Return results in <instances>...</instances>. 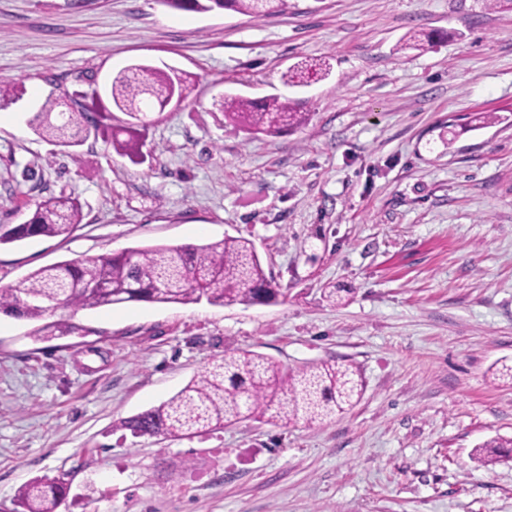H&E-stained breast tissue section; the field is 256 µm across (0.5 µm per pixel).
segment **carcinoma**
Instances as JSON below:
<instances>
[{"mask_svg": "<svg viewBox=\"0 0 512 512\" xmlns=\"http://www.w3.org/2000/svg\"><path fill=\"white\" fill-rule=\"evenodd\" d=\"M172 9L209 12L225 10L267 17L282 12L286 0H160ZM316 66H296L287 83L299 86L314 74ZM166 93L176 90L186 99L195 77L145 64L117 73L111 80L109 100L117 109L137 102L148 111L159 102L145 94L144 83ZM100 102H76L63 116L56 114L57 101L48 99L30 125L49 143L76 148L101 132L110 135L117 152L142 161L138 128L147 125L144 113L129 112L126 125L109 129L91 116ZM224 120L257 136L277 137L304 126L309 113L302 102L273 96L260 102L241 95L225 94L215 102ZM83 219L75 197L61 194L36 203L23 224H0V245L36 237H68ZM279 289L266 276L254 244L243 237L195 245H155L128 248L119 253L87 256L38 268L21 279L0 286V312L19 319L39 321L67 311L118 305L130 301L211 305L268 304ZM364 381L350 364L321 361L288 370L280 363L252 351H237L211 362L180 391L131 418L121 427L134 437H196L239 422L254 420L288 427L297 422L321 424L346 413L360 400ZM512 437H492L474 449L476 459L493 466L512 456ZM59 478H37L16 493L18 512H56L66 496Z\"/></svg>", "mask_w": 512, "mask_h": 512, "instance_id": "1", "label": "carcinoma"}]
</instances>
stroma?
Returning <instances> with one entry per match:
<instances>
[{"mask_svg":"<svg viewBox=\"0 0 512 512\" xmlns=\"http://www.w3.org/2000/svg\"><path fill=\"white\" fill-rule=\"evenodd\" d=\"M425 49L397 46L406 33ZM327 67L291 87L302 61ZM137 63L196 75L141 133L143 163L89 138L71 155L28 120L47 97L106 95ZM0 224L77 197L69 238L0 246V285L56 262L154 244L251 240L281 291L246 306L128 302L70 334L0 313V512L64 477L58 512H512V10L483 0H288L274 16L160 0H0ZM301 99L303 129L252 136L214 102ZM339 288L342 303L323 296ZM356 366L347 414L132 437L215 358ZM512 447V437H492L479 444L474 449L476 459L484 466H493L510 458L509 451L505 448Z\"/></svg>","mask_w":512,"mask_h":512,"instance_id":"obj_1","label":"stroma"}]
</instances>
